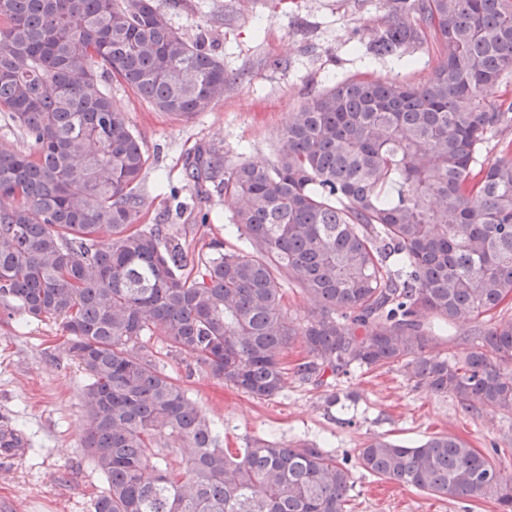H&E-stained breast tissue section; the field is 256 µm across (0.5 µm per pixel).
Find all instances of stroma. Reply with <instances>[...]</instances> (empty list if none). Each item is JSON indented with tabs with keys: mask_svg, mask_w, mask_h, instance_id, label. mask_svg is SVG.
Segmentation results:
<instances>
[{
	"mask_svg": "<svg viewBox=\"0 0 512 512\" xmlns=\"http://www.w3.org/2000/svg\"><path fill=\"white\" fill-rule=\"evenodd\" d=\"M170 25L187 40L204 41L236 81L223 98L195 116L154 110L126 86L102 78L114 104L149 157L141 190L143 223L166 225L185 238L190 256L211 237L238 244L232 207L222 195L201 197L185 176V161L197 147L213 146L230 162L271 163L273 143L289 117L311 93L345 80L422 84L438 59L432 38L402 59L371 60L355 47L373 28L391 23L384 0H163ZM178 198H170V187ZM211 220L200 223L198 212ZM60 325L22 313L0 321V424L24 431L30 450L0 462V512H92L106 485L82 446L79 393L85 372L62 350ZM164 372L178 376L225 447L244 448L258 437L281 443L305 437L353 452L374 436L410 443L451 434L482 453L498 449L512 474V417L466 412L456 399L415 388L398 368L338 378L315 389L289 379L276 398L259 400L211 378L192 359L148 341ZM340 400L325 402L329 392ZM353 512H498L491 500L450 501L369 476H357Z\"/></svg>",
	"mask_w": 512,
	"mask_h": 512,
	"instance_id": "stroma-1",
	"label": "stroma"
}]
</instances>
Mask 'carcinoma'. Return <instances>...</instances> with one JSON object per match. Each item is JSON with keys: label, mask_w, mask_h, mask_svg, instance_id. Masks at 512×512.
<instances>
[{"label": "carcinoma", "mask_w": 512, "mask_h": 512, "mask_svg": "<svg viewBox=\"0 0 512 512\" xmlns=\"http://www.w3.org/2000/svg\"><path fill=\"white\" fill-rule=\"evenodd\" d=\"M394 23L362 45L401 58L430 33L440 62L424 85L346 80L312 94L277 138L276 160L187 158L200 194L233 206L247 246L214 237L188 259L163 224L140 227L148 166L111 74L156 111L188 117L230 78L158 0H0V114L28 148L0 152V314L61 320L88 382L83 447L107 487L93 512H351V471L305 439L226 448L147 339L260 400L294 377L316 388L397 366L467 411L512 415V127L492 100L512 73V0H385ZM312 302L295 327L284 284ZM468 324L450 354L435 325ZM180 442L185 467L166 461ZM369 476L512 512V476L455 436L415 446L374 436Z\"/></svg>", "instance_id": "carcinoma-1"}]
</instances>
